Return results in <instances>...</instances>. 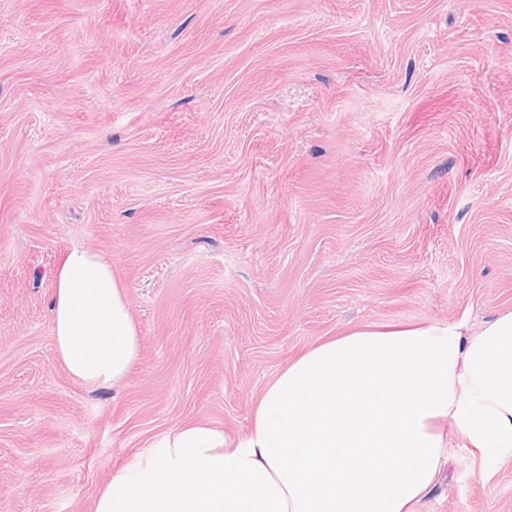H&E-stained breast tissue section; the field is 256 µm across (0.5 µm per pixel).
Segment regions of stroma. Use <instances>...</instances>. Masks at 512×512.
Listing matches in <instances>:
<instances>
[{"label":"stroma","mask_w":512,"mask_h":512,"mask_svg":"<svg viewBox=\"0 0 512 512\" xmlns=\"http://www.w3.org/2000/svg\"><path fill=\"white\" fill-rule=\"evenodd\" d=\"M141 337L60 365L63 254ZM512 310V0H0V512H92L172 426L244 438L289 360L359 324ZM417 512H512L452 422ZM51 304L54 346L66 374L91 389L123 383L138 360L140 337L112 263L70 249L56 271Z\"/></svg>","instance_id":"35a3bbf8"}]
</instances>
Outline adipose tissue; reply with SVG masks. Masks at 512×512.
Listing matches in <instances>:
<instances>
[{"instance_id": "ef3b65f1", "label": "adipose tissue", "mask_w": 512, "mask_h": 512, "mask_svg": "<svg viewBox=\"0 0 512 512\" xmlns=\"http://www.w3.org/2000/svg\"><path fill=\"white\" fill-rule=\"evenodd\" d=\"M53 339L66 374L123 383L138 327L112 264L82 247L56 271ZM512 459V311L464 324L363 325L289 362L240 442L205 422L159 436L99 491L94 512H415L448 459L440 421Z\"/></svg>"}]
</instances>
